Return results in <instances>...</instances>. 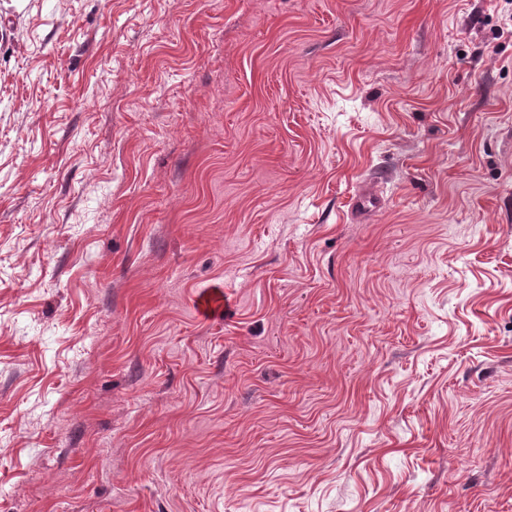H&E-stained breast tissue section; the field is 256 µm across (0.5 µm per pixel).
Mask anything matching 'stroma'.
<instances>
[{"label":"stroma","mask_w":512,"mask_h":512,"mask_svg":"<svg viewBox=\"0 0 512 512\" xmlns=\"http://www.w3.org/2000/svg\"><path fill=\"white\" fill-rule=\"evenodd\" d=\"M0 512H512V0H0Z\"/></svg>","instance_id":"stroma-1"}]
</instances>
